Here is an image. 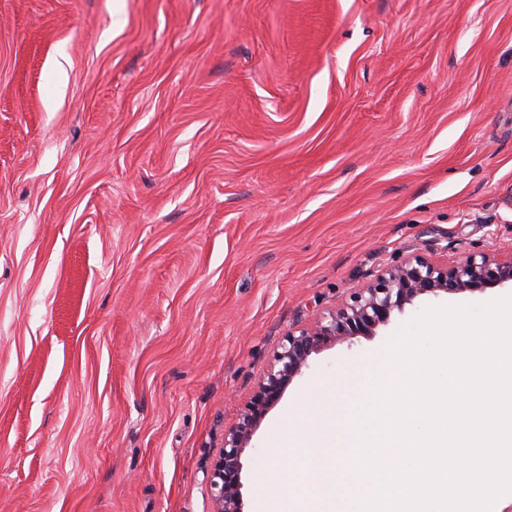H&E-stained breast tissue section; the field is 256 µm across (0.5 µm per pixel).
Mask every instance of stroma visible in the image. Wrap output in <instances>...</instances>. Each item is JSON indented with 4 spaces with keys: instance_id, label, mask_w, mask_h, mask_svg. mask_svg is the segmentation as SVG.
<instances>
[{
    "instance_id": "35a3bbf8",
    "label": "stroma",
    "mask_w": 512,
    "mask_h": 512,
    "mask_svg": "<svg viewBox=\"0 0 512 512\" xmlns=\"http://www.w3.org/2000/svg\"><path fill=\"white\" fill-rule=\"evenodd\" d=\"M435 237L512 254V0H0V512H210L288 329Z\"/></svg>"
}]
</instances>
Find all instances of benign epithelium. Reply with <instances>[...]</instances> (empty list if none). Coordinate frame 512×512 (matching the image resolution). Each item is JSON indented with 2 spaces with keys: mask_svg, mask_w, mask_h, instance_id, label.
Returning a JSON list of instances; mask_svg holds the SVG:
<instances>
[{
  "mask_svg": "<svg viewBox=\"0 0 512 512\" xmlns=\"http://www.w3.org/2000/svg\"><path fill=\"white\" fill-rule=\"evenodd\" d=\"M506 283L512 284V254L497 257L475 252L448 264L415 251L371 275L341 306L323 313L312 325L289 330L238 421L224 433V446L208 476L211 512H243L242 453L271 407L308 368L313 354L335 341L376 335L394 312H403L422 296L481 291Z\"/></svg>",
  "mask_w": 512,
  "mask_h": 512,
  "instance_id": "7a95c632",
  "label": "benign epithelium"
}]
</instances>
